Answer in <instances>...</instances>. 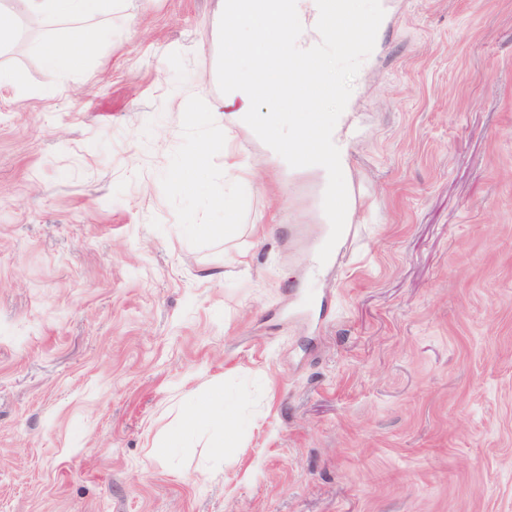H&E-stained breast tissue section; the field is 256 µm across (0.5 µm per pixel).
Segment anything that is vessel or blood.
Masks as SVG:
<instances>
[{
    "label": "vessel or blood",
    "mask_w": 512,
    "mask_h": 512,
    "mask_svg": "<svg viewBox=\"0 0 512 512\" xmlns=\"http://www.w3.org/2000/svg\"><path fill=\"white\" fill-rule=\"evenodd\" d=\"M316 13L323 23L318 34L303 35L300 50L292 56H284L282 48L271 47L273 58L287 57L288 68L302 75L304 81L300 87L298 98L307 102L324 97L331 92L330 86L311 79L310 73L320 61L326 44L337 35H345V44L349 50L359 51L365 39L370 35L367 23L352 22L346 8L345 0H314ZM303 143L310 145V154L323 167L336 164L343 148L347 144L346 137L333 136L324 120L310 119L307 128L301 135Z\"/></svg>",
    "instance_id": "vessel-or-blood-1"
}]
</instances>
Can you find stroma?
Instances as JSON below:
<instances>
[{"label": "stroma", "mask_w": 512, "mask_h": 512, "mask_svg": "<svg viewBox=\"0 0 512 512\" xmlns=\"http://www.w3.org/2000/svg\"><path fill=\"white\" fill-rule=\"evenodd\" d=\"M349 2L332 179L210 124L224 0H116L66 77L68 22L0 51V512H512V0ZM215 388L236 418L178 437ZM205 151L206 146L205 148L198 150L195 154L190 156L182 167L173 171L172 178L178 188L188 192L198 191V186L193 177V174L196 170L202 167L201 158Z\"/></svg>", "instance_id": "stroma-1"}]
</instances>
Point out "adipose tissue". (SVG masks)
Returning <instances> with one entry per match:
<instances>
[{
  "instance_id": "adipose-tissue-1",
  "label": "adipose tissue",
  "mask_w": 512,
  "mask_h": 512,
  "mask_svg": "<svg viewBox=\"0 0 512 512\" xmlns=\"http://www.w3.org/2000/svg\"><path fill=\"white\" fill-rule=\"evenodd\" d=\"M312 8L311 0H299L295 10L283 14L274 0H263L261 13L255 17L233 10L225 12L224 29L231 35L229 50L233 55L224 72L228 90L224 98L205 104L211 124L227 133L250 122L255 104L266 101L270 114L262 131L273 155L286 164L297 159L292 145L299 136L302 113L320 111L322 102L316 99L290 104L298 76L271 64L265 45L268 38L284 42L292 34L317 27ZM111 9L112 0H24L27 14L72 24L70 33L44 42L40 51L42 66L63 75L82 70L106 36L102 30L86 31L82 24ZM260 83L265 86L261 94L256 91Z\"/></svg>"
}]
</instances>
